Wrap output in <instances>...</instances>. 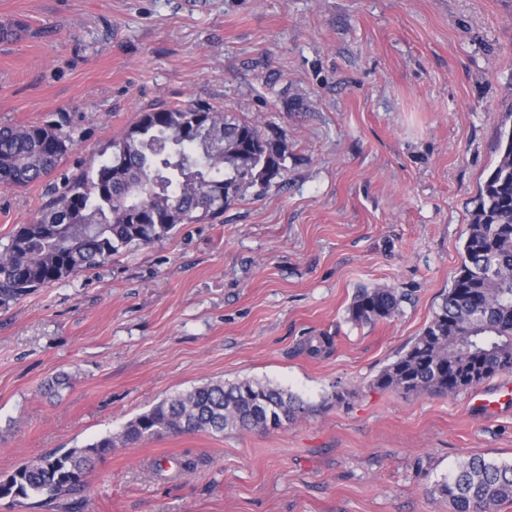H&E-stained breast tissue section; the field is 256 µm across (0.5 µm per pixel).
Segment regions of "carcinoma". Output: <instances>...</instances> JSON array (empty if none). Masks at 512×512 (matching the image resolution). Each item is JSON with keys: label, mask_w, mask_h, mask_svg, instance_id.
<instances>
[{"label": "carcinoma", "mask_w": 512, "mask_h": 512, "mask_svg": "<svg viewBox=\"0 0 512 512\" xmlns=\"http://www.w3.org/2000/svg\"><path fill=\"white\" fill-rule=\"evenodd\" d=\"M60 126L0 127V185L25 187L55 171L69 150ZM97 167L64 180L37 216L0 252V306L98 267L133 246L162 241L181 224L224 223L246 188L283 176L287 147L258 126L210 104L155 108L112 139ZM499 161L475 201L463 260L430 322L375 379L381 390L454 395L512 371V128L499 133ZM403 296L362 288L349 313L372 324L399 312ZM306 413L293 394L253 381L208 382L164 399L116 437L57 448L0 476V493L31 508L85 487L116 442L136 445L168 433L277 429ZM436 491L453 512H496L512 499V464L475 456Z\"/></svg>", "instance_id": "cac0c4a2"}]
</instances>
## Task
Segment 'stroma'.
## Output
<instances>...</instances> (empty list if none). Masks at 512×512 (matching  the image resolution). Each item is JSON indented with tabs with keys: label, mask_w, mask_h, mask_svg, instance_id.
I'll list each match as a JSON object with an SVG mask.
<instances>
[{
	"label": "stroma",
	"mask_w": 512,
	"mask_h": 512,
	"mask_svg": "<svg viewBox=\"0 0 512 512\" xmlns=\"http://www.w3.org/2000/svg\"><path fill=\"white\" fill-rule=\"evenodd\" d=\"M0 24L19 31L0 39V125L59 122L71 139L53 181L0 187V248L158 106H220L288 148L283 178L223 223L0 307V473L246 379L308 412L113 448L78 512H453L438 481L474 456L512 462V406L469 403L512 373L452 396L374 385L451 288L499 159L512 0H0ZM382 286L399 313L352 322L356 291ZM319 336L330 349L309 354Z\"/></svg>",
	"instance_id": "1"
}]
</instances>
